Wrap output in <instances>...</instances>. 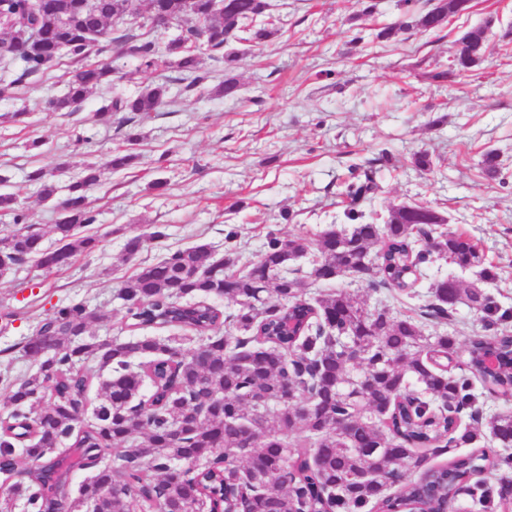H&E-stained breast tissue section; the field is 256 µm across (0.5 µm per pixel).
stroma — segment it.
Segmentation results:
<instances>
[{
	"label": "stroma",
	"mask_w": 512,
	"mask_h": 512,
	"mask_svg": "<svg viewBox=\"0 0 512 512\" xmlns=\"http://www.w3.org/2000/svg\"><path fill=\"white\" fill-rule=\"evenodd\" d=\"M274 2L276 36L239 46V97L217 92L224 74L203 58L211 80L191 95L169 92L159 111L142 115L137 158L118 173L104 162L124 147L123 132L118 120H99L102 106L113 94L135 96L174 79V71L145 72L109 51L90 54V62L110 63L116 79L92 91L74 112H53L47 102L64 94L72 59L62 56L50 71L20 82L19 62L0 58V192L17 197L28 223L44 231L46 245L55 242L50 229L57 213L27 173L64 165L56 178L62 198L85 165L102 168L88 192L98 213L89 228L97 250L56 274L31 263L0 277L1 375L36 371L37 361L21 350L23 341L47 314L72 301L103 313L91 328L94 336H125L118 291L160 252L149 247L128 259L123 247L150 225L167 226L170 247L205 243L219 253L233 228L246 257L271 232L314 241L343 221L340 192L349 166L385 150L391 159L364 210L384 215L401 203H421L445 214L450 228L470 236L497 265L498 278L485 289L512 308V0H473L470 13L442 31L414 29L390 42L378 41L377 29L417 16L426 0ZM370 4L375 10L368 15ZM481 26L487 29L485 63L466 80L435 81V73L452 65L455 39ZM35 139L41 148L29 149ZM487 149L499 153L502 178L483 175ZM421 150L433 160L425 173L411 164ZM158 178L164 190L152 189ZM322 289L412 315L428 285L398 296L340 277Z\"/></svg>",
	"instance_id": "1"
}]
</instances>
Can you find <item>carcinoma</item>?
<instances>
[{"mask_svg":"<svg viewBox=\"0 0 512 512\" xmlns=\"http://www.w3.org/2000/svg\"><path fill=\"white\" fill-rule=\"evenodd\" d=\"M272 7L270 0H227L221 12L212 0H193L189 8L185 0H149L151 22L185 20L163 54L133 26L110 36L112 19L129 15V0H0V34L23 64L20 81L50 70L63 54L76 63L67 92L48 102L55 112L74 110L109 82V65L82 63L99 41L142 69L176 70L187 93L210 78L199 55L183 46L196 41L224 64L218 92L235 97L241 53L232 43L271 39L277 29L255 20ZM470 8L472 0H434L377 37L439 30ZM455 45L453 68L437 77L460 80L483 64L485 28L462 33ZM166 93L156 85L104 106L102 118L124 113L127 143L108 155L106 168L119 172L132 163L141 140L138 116L157 111ZM481 168L498 178V153L483 154ZM379 171L375 159L349 167L350 228L331 224L314 243L270 232L238 269L230 246L238 233L231 229L222 259L199 244L168 248L136 269L120 290L127 327L190 330L205 346L201 357L183 353L169 337L89 339L104 315L82 302L42 319L22 345L39 360L37 371L6 381L12 410L0 419V475L12 477V495L0 499V512H12L15 495L26 512H56L65 497L70 512H84L89 502L93 512H130L133 502L141 512H452L460 498L480 512H505L509 498L488 474L512 467V453L474 447L445 465L429 461L484 436L496 448H512V412L483 417L473 386L477 379L486 396L512 400V309L446 277L430 283L417 317L369 308L345 291L304 293L334 273L408 296L438 260L474 270L487 283L497 279L484 251L429 206L402 203L366 218L359 206L378 188ZM27 181L44 200L57 193L54 174L44 168L30 171ZM98 182L99 169L86 167L58 203L57 250L43 247L44 234L27 223L16 196L0 193V210L14 213V228L0 237V276L30 261L58 273L92 254L98 239L80 229L97 221L87 191ZM167 239L166 226L153 224L128 238L125 252L133 257ZM313 250L312 269L288 270V262ZM462 302L480 314L488 335L470 337L461 353L454 337L425 335L421 320L445 324ZM287 391L295 392L289 401ZM22 444L37 465L17 466ZM75 468L94 474L74 495L66 470ZM407 472L419 477L401 487Z\"/></svg>","mask_w":512,"mask_h":512,"instance_id":"carcinoma-1","label":"carcinoma"}]
</instances>
